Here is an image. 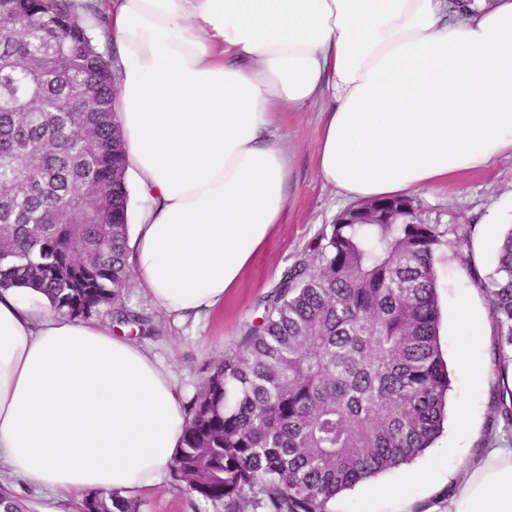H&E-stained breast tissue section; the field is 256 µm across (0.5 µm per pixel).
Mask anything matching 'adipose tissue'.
Returning <instances> with one entry per match:
<instances>
[{"label": "adipose tissue", "mask_w": 512, "mask_h": 512, "mask_svg": "<svg viewBox=\"0 0 512 512\" xmlns=\"http://www.w3.org/2000/svg\"><path fill=\"white\" fill-rule=\"evenodd\" d=\"M127 172L149 199L138 285L179 321L217 311L279 224L281 113L325 102L317 173L349 201L412 196L512 155V0H111ZM0 289V464L52 495L157 488L187 417L174 372L109 325ZM448 512H512L485 448Z\"/></svg>", "instance_id": "adipose-tissue-1"}]
</instances>
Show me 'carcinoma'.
Returning <instances> with one entry per match:
<instances>
[{
    "instance_id": "1",
    "label": "carcinoma",
    "mask_w": 512,
    "mask_h": 512,
    "mask_svg": "<svg viewBox=\"0 0 512 512\" xmlns=\"http://www.w3.org/2000/svg\"><path fill=\"white\" fill-rule=\"evenodd\" d=\"M93 0H0V288H33L70 318L126 308L129 190L117 82ZM332 224L286 268L262 313L187 402L170 476L224 512H328L344 491L412 461L443 428L437 251L472 261L474 225ZM492 322L490 424L512 427V226L473 276ZM103 512L142 502L97 493ZM4 512H28L0 487Z\"/></svg>"
}]
</instances>
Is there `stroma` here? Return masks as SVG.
Returning a JSON list of instances; mask_svg holds the SVG:
<instances>
[{
  "label": "stroma",
  "mask_w": 512,
  "mask_h": 512,
  "mask_svg": "<svg viewBox=\"0 0 512 512\" xmlns=\"http://www.w3.org/2000/svg\"><path fill=\"white\" fill-rule=\"evenodd\" d=\"M321 104L300 112L285 113L275 132L277 139L294 149L293 174L282 222L257 254L236 288L224 299L223 308L197 322L178 324L154 308L141 288L130 285L125 292L129 308L151 318L157 335L145 343L177 372L184 398H191L207 375L210 364L230 351L245 328L259 316V299L277 284L282 272L305 251L317 246L323 229L334 222L348 203L318 177L315 160L320 140ZM414 198L433 224H471L475 230L472 254L481 276L492 273L497 236L512 226V156H502L493 167L458 177L452 184L421 190ZM496 219L495 237H487L485 221ZM440 341L448 361L452 390L449 412L466 407L472 427L446 424L431 448L411 463L386 472L336 497L330 512H448V478L461 475L465 463L479 452L489 424V377H476L462 370L458 355L469 349L486 355L492 332L474 334L463 330L457 315L471 298L488 308L465 265L450 247L436 254ZM143 512H223L211 503L164 479L156 489L144 492Z\"/></svg>",
  "instance_id": "stroma-1"
}]
</instances>
